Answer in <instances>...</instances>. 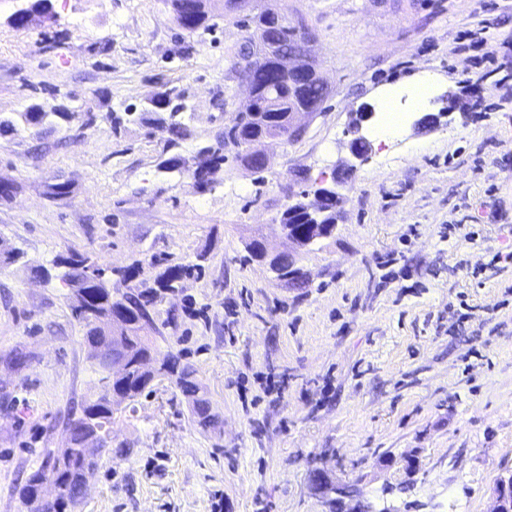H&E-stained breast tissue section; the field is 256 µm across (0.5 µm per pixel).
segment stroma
Instances as JSON below:
<instances>
[{
	"mask_svg": "<svg viewBox=\"0 0 512 512\" xmlns=\"http://www.w3.org/2000/svg\"><path fill=\"white\" fill-rule=\"evenodd\" d=\"M53 3L51 28L15 29L22 0H0V118L18 123L0 132V183L14 186L0 195V512H26L19 486L100 390L70 289L41 275L72 251L139 266L150 286L202 264L161 293L154 342L194 369L221 420L202 429L181 390L156 383L115 414L76 512H325L311 484L323 464L375 512H491L512 474V263L490 265L512 252V0H209L217 27L201 38L166 0ZM263 9L303 18L329 94L296 139L263 143L265 170L230 161L200 189L164 162L193 163L234 121L249 96L231 68L241 19ZM474 28L482 43L461 38ZM416 76L439 125L414 111L383 143L369 120L371 152L353 163L356 110ZM167 88L189 106L173 147L147 109ZM33 105L96 120L20 124ZM322 177L341 181V218L300 251L304 282L277 277L247 246L288 250L281 215ZM11 250L19 260H2Z\"/></svg>",
	"mask_w": 512,
	"mask_h": 512,
	"instance_id": "stroma-1",
	"label": "stroma"
}]
</instances>
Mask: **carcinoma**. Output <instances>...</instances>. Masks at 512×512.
I'll return each instance as SVG.
<instances>
[{"mask_svg": "<svg viewBox=\"0 0 512 512\" xmlns=\"http://www.w3.org/2000/svg\"><path fill=\"white\" fill-rule=\"evenodd\" d=\"M170 5L173 19L178 24L193 16V0H170ZM245 27L249 30V36L245 46L234 56L233 65H238L242 57H251L250 68L239 70L237 74L241 80L251 83L254 99L242 107L241 124L224 129L221 139L211 148L208 161L216 167L230 160L247 161L255 145L267 135L276 134L287 140L297 137L295 131L288 126L287 115L310 103L323 101L326 95V87L319 80L306 76L300 85L290 87L274 69L276 60L269 48L275 43H298L304 40L307 32L302 21L297 19L288 26H278L269 20L267 12L260 11L247 20ZM181 98V93L166 88L158 93V99L151 103V107L155 112L170 113L168 132L177 139H186L190 132L184 123L177 120V115L184 109ZM89 262V257L72 252L55 259L53 265L64 269L62 279L65 282L76 283L82 280L85 265ZM200 270L198 265L169 266L160 275L158 288L155 289L138 281L139 269L132 266L119 276L118 282L124 286L123 291L110 293L103 289H91L83 302L72 301V311L76 312L83 307L90 311V314L79 317L86 328L84 340L88 345L95 350L103 348L114 356L126 358L129 368L112 382V388L121 392L123 398L113 402L107 393L101 392L96 399L85 403L80 413L71 414L66 422L68 447L56 453L48 451L46 463L32 472L19 487V498L30 512H40L35 495L51 473V463L60 457L68 458L73 471L58 483L59 504L64 506L80 500L83 488L80 474L84 467L92 468L95 465L94 460H85L83 454L85 430L90 426L95 428L102 439L100 447H107L112 418L118 406L123 402L130 404L144 393L151 392L153 379L141 371V367L150 360L159 364L160 373L173 376L182 392L192 398L193 414L198 425L203 428L217 426L218 417L211 412L209 402L196 397L199 387L193 369L188 365H180L178 357L171 353L159 355L150 337L146 336L148 332L162 335L158 323L154 322L147 327L140 323L146 314H156L158 289L171 288L183 277ZM114 308L122 309V325L117 329L103 321L104 317L112 315Z\"/></svg>", "mask_w": 512, "mask_h": 512, "instance_id": "obj_1", "label": "carcinoma"}]
</instances>
